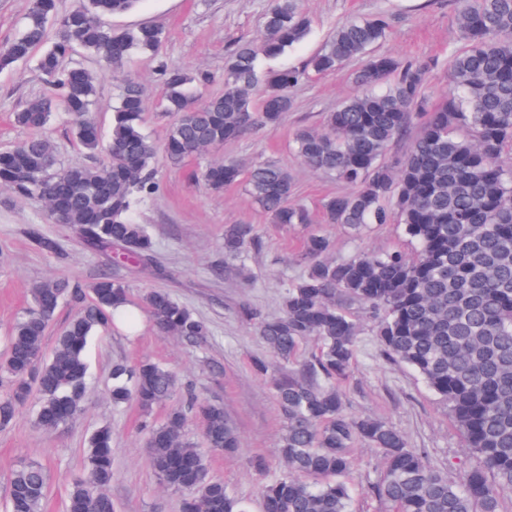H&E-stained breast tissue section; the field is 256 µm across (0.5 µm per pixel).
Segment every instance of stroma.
Wrapping results in <instances>:
<instances>
[{
  "label": "stroma",
  "instance_id": "stroma-1",
  "mask_svg": "<svg viewBox=\"0 0 512 512\" xmlns=\"http://www.w3.org/2000/svg\"><path fill=\"white\" fill-rule=\"evenodd\" d=\"M269 4L270 0H140L134 10L109 16L108 22L119 30L144 23L162 27L164 62L176 69L211 73L214 81L208 92L215 95L224 90L226 56L238 43L263 37ZM300 5L310 20L307 37L279 58L262 61V68H302L342 23L378 18L386 22L387 36L376 53L430 62L424 91L433 103L445 96L448 61L463 45L456 0H301ZM77 60L97 75L94 118L101 133L109 131L118 79L125 76L145 85V128L156 142L164 141L170 118L159 106L162 85L154 62L134 52L116 74L94 57L81 54ZM360 66L354 60L338 73L311 76L295 89L293 107L278 127L249 133L222 149L224 157L248 166L272 161L287 167L295 180L294 199L308 208L310 223H271L241 184L220 193L210 191L196 177L208 155L188 157L177 166L162 161L157 165V191L135 209L137 221L153 238L154 261L135 269L88 249L76 227L52 222L43 202L21 200L0 188V359L6 355L7 336L31 303L33 288L56 278L85 286L101 274H110L125 282L137 308L144 293L162 289L201 317L209 329L206 340L196 345L160 333L147 317L133 330L117 324L97 331L85 351L88 393L83 411L46 430L38 425L36 406L30 402L9 427L0 428V512L12 472L29 460L41 462L48 473L42 512H66L72 484L88 474V440L104 426L112 430L114 478L109 493L116 512H180L182 494L161 484L140 432L143 425L160 424L169 404L148 411L134 405L116 407L109 395L113 363L132 365L145 359L176 372L177 397L190 394L198 403L223 405L241 439L234 455L206 448L200 411L188 412L185 435L202 448L213 478L223 481L248 512H263L260 485L284 472L279 456L284 420L273 381L287 376L291 367L272 358L257 326L259 319L280 312L289 285L303 273V240L313 233L327 236L329 256L336 261L360 251L409 255L415 251L401 224L394 221L370 225L357 239L343 225L323 223V202L349 187L301 164L293 149L297 129L321 126L326 113L358 94L353 74ZM50 93L36 60L0 69V150L30 137L29 129L15 123L14 114L26 101ZM44 133L55 146L60 166H95L104 160L78 144L65 113H54ZM230 224L253 225L258 240L238 258L224 254V229ZM40 235L54 242L53 250L39 247ZM245 306L253 309L255 319L242 315ZM349 311L359 319L361 334L352 368L340 382L348 413L388 421L410 447L426 449L430 461L447 469L450 480H457L470 451L448 419L447 403L412 369L381 356L376 324L363 306L350 305ZM259 360L267 361V372L255 370ZM380 467L374 449L357 447L345 476L353 512H387L386 504L367 490Z\"/></svg>",
  "mask_w": 512,
  "mask_h": 512
}]
</instances>
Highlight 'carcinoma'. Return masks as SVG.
Here are the masks:
<instances>
[{"instance_id":"cac0c4a2","label":"carcinoma","mask_w":512,"mask_h":512,"mask_svg":"<svg viewBox=\"0 0 512 512\" xmlns=\"http://www.w3.org/2000/svg\"><path fill=\"white\" fill-rule=\"evenodd\" d=\"M137 0H78L58 15L55 0H32L19 34L0 46V69L41 51L39 69L58 101L36 98L14 113L17 124L37 134L0 151V185L20 199L44 202L50 219L79 228L85 245L117 253L132 265L151 261L153 241L134 219L137 204L157 189L154 163L163 153L172 165L193 154L220 150L247 132L274 127L292 108L291 91L309 72L334 73L366 58L355 73L362 92L328 114L322 130L303 129L295 151L307 165L351 187L324 202L328 224L357 236L369 224H385L393 202L399 223L418 250L359 252L336 262L326 258L330 241L306 240V267L288 287L281 313L260 321L258 335L272 355L293 361L300 344L319 341V351L275 381L284 417L279 454L286 474L260 487L264 512H351L342 477L355 447L377 450L379 476L368 491L392 512H503L512 494V0H458L457 25L466 48L448 71V98L429 108L423 92L427 62L402 65L371 50L386 35L380 19L350 21L313 55L305 68L258 69L308 34L310 21L298 0H270L265 34L244 43L224 61V92L198 103L213 82L207 72L169 67L158 53L164 30L152 24L116 31L106 16L126 12ZM156 61L162 110L172 115L163 146L144 128V87L124 78L113 107L107 144L92 116L96 75L73 61L79 51L98 57L116 72L131 51ZM262 86L260 104L252 93ZM74 120L80 144L105 149L101 166H57L50 140L38 134L56 106ZM423 116L420 132L398 172L384 162L389 147L408 130L412 112ZM211 190L244 183L273 224H307V210L291 202L294 179L272 163L245 170L234 159L210 162L200 173ZM255 244L252 225L224 230V254L237 257ZM81 304L78 315L42 359L46 328L63 300ZM363 305L377 321L383 355L413 369L448 402L453 425L473 461L460 481L411 448L388 422L354 418L344 407L336 381L348 373L361 331L347 303ZM143 308L165 335L186 341L207 336L191 310L159 289L148 291ZM128 289L101 275L90 296L66 280L34 288V306L16 323L0 362V427L14 421L20 406L35 398L37 422L55 429L78 413L86 398L84 349L96 331L116 323L134 326ZM176 375L151 361L112 366L115 405L136 403L149 410L173 398ZM207 447L233 454L238 431L222 405L202 408ZM186 405L145 432L150 464L160 481L183 493L181 512H246L245 505L210 476L205 456L185 437ZM88 477L73 484L67 508L115 512L112 432L98 429L89 440ZM48 475L42 464L23 463L9 482L6 512H40Z\"/></svg>"}]
</instances>
